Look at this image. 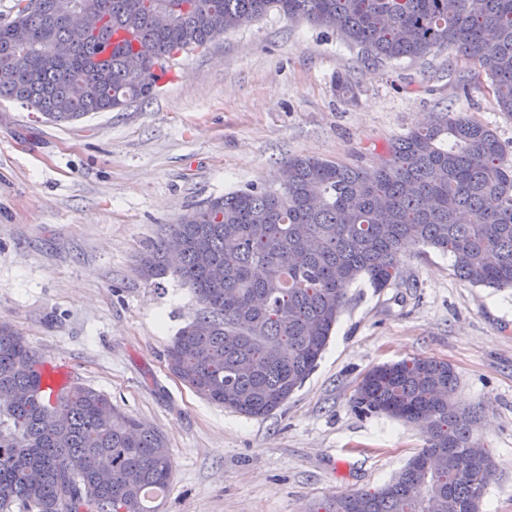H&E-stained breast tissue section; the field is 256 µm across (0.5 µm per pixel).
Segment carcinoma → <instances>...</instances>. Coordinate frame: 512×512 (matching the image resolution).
Instances as JSON below:
<instances>
[{
	"label": "carcinoma",
	"mask_w": 512,
	"mask_h": 512,
	"mask_svg": "<svg viewBox=\"0 0 512 512\" xmlns=\"http://www.w3.org/2000/svg\"><path fill=\"white\" fill-rule=\"evenodd\" d=\"M25 2L0 23V98L49 123L151 100L179 55L274 10L331 30L374 63L452 48L478 64L512 116V0H455L452 10L448 0H214V9L209 0H41L32 12ZM98 12L106 23L74 43L73 26ZM20 42L38 62L27 72L4 66ZM282 166L287 184L211 197L162 225L138 257L142 280L172 277L197 299L165 356L199 397L273 414L316 367L348 288L361 278L389 286L412 244L450 255L473 286L512 288V157L491 127L448 111L391 141L372 173L310 156ZM215 267L224 279L211 278ZM41 367L0 322V512H158L174 468L162 434L91 387L47 400ZM456 387L452 367L434 358L367 371L353 407L419 426L426 446L380 489L326 512H479L495 464L485 451L461 470L478 447L477 415L455 402Z\"/></svg>",
	"instance_id": "carcinoma-1"
}]
</instances>
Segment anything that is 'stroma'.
Listing matches in <instances>:
<instances>
[{
  "instance_id": "obj_1",
  "label": "stroma",
  "mask_w": 512,
  "mask_h": 512,
  "mask_svg": "<svg viewBox=\"0 0 512 512\" xmlns=\"http://www.w3.org/2000/svg\"><path fill=\"white\" fill-rule=\"evenodd\" d=\"M346 75L349 92L336 86ZM452 111L512 150L479 67L445 49L380 65L307 21L271 13L178 58L151 101L68 123L0 99V322L72 382L158 429L174 458L159 512H315L387 483L426 443L415 425L357 414L372 367L432 357L496 466L480 512H512V288L470 285L450 256L410 247L386 288L360 281L304 385L273 415L211 404L164 350L196 308L174 279L134 272L144 242L207 198L275 180L282 159L372 170L388 143Z\"/></svg>"
}]
</instances>
